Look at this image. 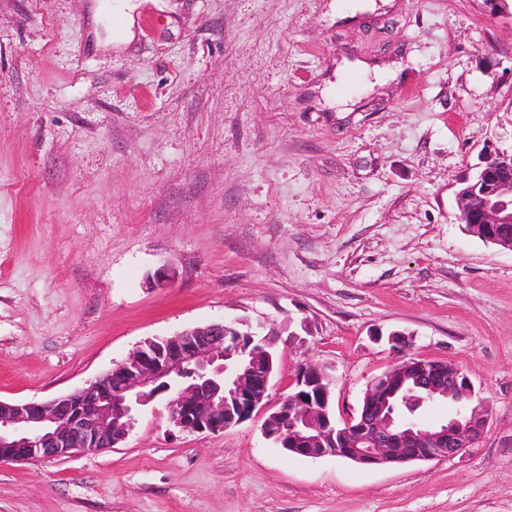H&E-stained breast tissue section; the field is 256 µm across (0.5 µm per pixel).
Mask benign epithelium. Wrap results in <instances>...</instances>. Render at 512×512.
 Listing matches in <instances>:
<instances>
[{
  "mask_svg": "<svg viewBox=\"0 0 512 512\" xmlns=\"http://www.w3.org/2000/svg\"><path fill=\"white\" fill-rule=\"evenodd\" d=\"M459 220L474 235L512 250V152L488 158L472 178L457 182ZM176 270L162 266L147 284L163 287ZM231 327L211 323L162 339H147L122 362L74 391L42 402L0 400V463L36 462L96 452L123 442L143 407L164 387L171 392L169 422L183 432L215 433L239 425L266 405L275 356L247 353ZM389 342L400 353L396 365L364 392L360 410L338 420L330 408L331 380L318 367L302 368L292 392L264 420L265 436L287 455L336 457L367 468L454 457L474 447L488 424V411L457 412L448 421L420 420L424 401L396 400L399 376L409 371L427 381L431 395L454 402L473 395L466 373L450 364L406 354V340Z\"/></svg>",
  "mask_w": 512,
  "mask_h": 512,
  "instance_id": "benign-epithelium-1",
  "label": "benign epithelium"
}]
</instances>
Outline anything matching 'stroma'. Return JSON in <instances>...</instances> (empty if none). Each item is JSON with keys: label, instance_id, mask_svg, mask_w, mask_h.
Segmentation results:
<instances>
[{"label": "stroma", "instance_id": "obj_1", "mask_svg": "<svg viewBox=\"0 0 512 512\" xmlns=\"http://www.w3.org/2000/svg\"><path fill=\"white\" fill-rule=\"evenodd\" d=\"M119 2L0 0V399L244 319L281 336L268 405L308 361L355 412L398 331L489 422L366 468L286 456L259 415L178 432L159 397L115 447L0 465V512H512V252L453 187L512 150V0H141L128 42Z\"/></svg>", "mask_w": 512, "mask_h": 512}]
</instances>
